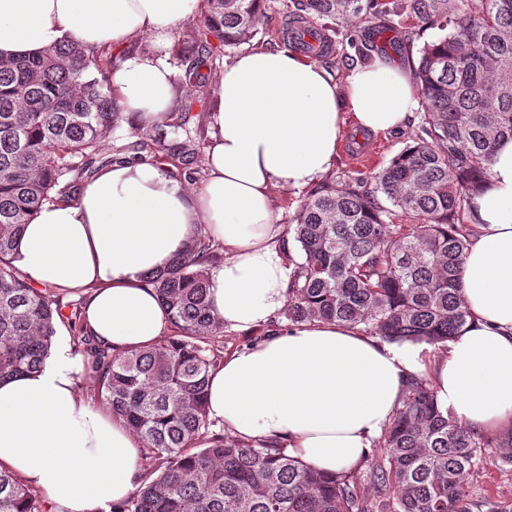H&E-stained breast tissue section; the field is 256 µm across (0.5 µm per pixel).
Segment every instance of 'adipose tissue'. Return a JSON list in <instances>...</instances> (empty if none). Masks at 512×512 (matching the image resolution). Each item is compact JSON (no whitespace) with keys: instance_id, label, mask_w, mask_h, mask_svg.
<instances>
[{"instance_id":"obj_1","label":"adipose tissue","mask_w":512,"mask_h":512,"mask_svg":"<svg viewBox=\"0 0 512 512\" xmlns=\"http://www.w3.org/2000/svg\"><path fill=\"white\" fill-rule=\"evenodd\" d=\"M200 0H0V57L67 40L126 48L112 88L136 126L168 110L167 61ZM143 41L147 50H133ZM208 114L207 178L188 187L148 163L101 171L70 202L45 204L25 225L14 263L37 288L89 294L84 326L124 352L171 332L147 276L205 229L224 252L208 268L209 299L226 328L276 321L292 268L273 189L318 183L336 157L346 116L365 134L405 129L421 104L408 72L379 59L336 83L288 49H255L225 63ZM474 197L475 230L462 269L469 317L445 350L388 344L314 321L276 330L228 354L209 380V414L234 438L267 442L324 473L358 464L392 421L409 376L428 380L466 428L512 429V139L501 140ZM83 354L57 339L42 369L0 381V465L49 512H99L141 478L142 441L80 390Z\"/></svg>"}]
</instances>
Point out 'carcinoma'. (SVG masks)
Listing matches in <instances>:
<instances>
[{"label":"carcinoma","instance_id":"carcinoma-1","mask_svg":"<svg viewBox=\"0 0 512 512\" xmlns=\"http://www.w3.org/2000/svg\"><path fill=\"white\" fill-rule=\"evenodd\" d=\"M376 0H294L291 19L347 20ZM267 0H204L190 59L195 94L175 122L138 130L112 146L124 121L113 59L70 41L0 58V380L39 371L60 324L81 310L29 285L13 265L23 226L42 205L74 200L75 183L115 163L169 166L174 178L203 171L190 112L211 108L198 67L258 32ZM399 9L446 34L424 44L412 79L425 109L413 143L373 176L312 190L287 224L297 243L288 325L315 320L357 328L385 342L445 346L468 321L461 295L473 228L465 222L498 142L512 138V0H404ZM219 249L200 232L164 271L149 277L175 334L115 353L79 331L101 399L146 445L144 481L123 512H473L469 480L492 463L512 470V430L494 437L463 427L412 375L365 466L324 475L275 446L213 432L206 391L224 324L208 298L206 266ZM494 449L490 455L486 449ZM0 512H41L36 492L0 467Z\"/></svg>","mask_w":512,"mask_h":512}]
</instances>
